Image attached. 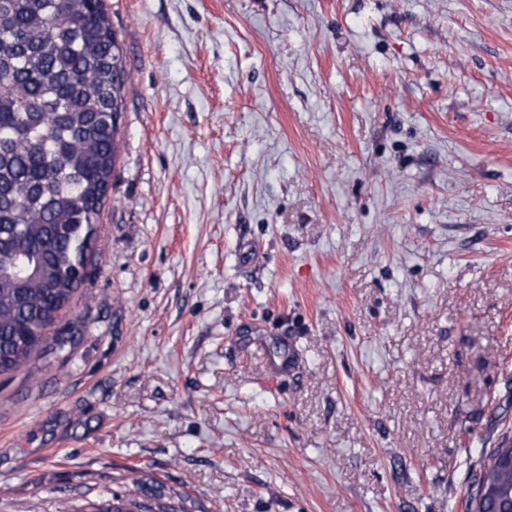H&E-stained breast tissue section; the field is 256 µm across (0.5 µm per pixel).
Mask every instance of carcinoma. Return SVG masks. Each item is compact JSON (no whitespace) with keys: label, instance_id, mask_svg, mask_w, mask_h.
I'll list each match as a JSON object with an SVG mask.
<instances>
[{"label":"carcinoma","instance_id":"cac0c4a2","mask_svg":"<svg viewBox=\"0 0 512 512\" xmlns=\"http://www.w3.org/2000/svg\"><path fill=\"white\" fill-rule=\"evenodd\" d=\"M126 76L103 0H0V373L31 359L85 282L117 158ZM133 489L78 512H178ZM467 512H512V436L486 456Z\"/></svg>","mask_w":512,"mask_h":512}]
</instances>
